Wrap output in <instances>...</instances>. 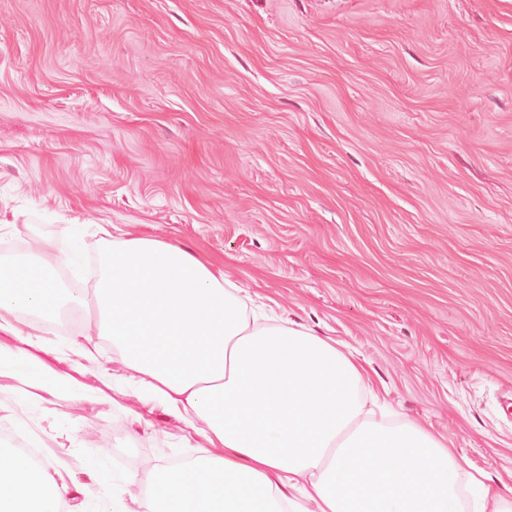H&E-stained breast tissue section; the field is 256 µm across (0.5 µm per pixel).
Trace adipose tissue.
<instances>
[{"mask_svg":"<svg viewBox=\"0 0 512 512\" xmlns=\"http://www.w3.org/2000/svg\"><path fill=\"white\" fill-rule=\"evenodd\" d=\"M83 225L39 252L84 265ZM93 306V341L73 346L96 361L111 340L122 372L113 395L162 405L210 454L157 469L149 492L112 512H512V488L466 470L446 440L421 424L387 422L388 407L365 383L344 343L285 324L262 325L222 270L164 239L124 231L105 240L93 288L65 284L37 254L0 264V376L75 401L100 389L50 369L37 336L63 307ZM33 315L30 332L17 327ZM70 485L0 448V512H73Z\"/></svg>","mask_w":512,"mask_h":512,"instance_id":"1","label":"adipose tissue"}]
</instances>
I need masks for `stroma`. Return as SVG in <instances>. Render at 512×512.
I'll return each instance as SVG.
<instances>
[{
    "instance_id": "1",
    "label": "stroma",
    "mask_w": 512,
    "mask_h": 512,
    "mask_svg": "<svg viewBox=\"0 0 512 512\" xmlns=\"http://www.w3.org/2000/svg\"><path fill=\"white\" fill-rule=\"evenodd\" d=\"M71 224L205 256L512 487V0H0V246ZM92 323L43 361L70 372ZM121 404L13 408L77 512L199 453Z\"/></svg>"
}]
</instances>
